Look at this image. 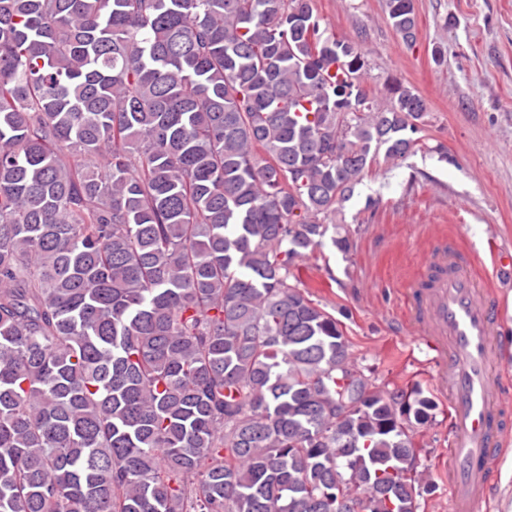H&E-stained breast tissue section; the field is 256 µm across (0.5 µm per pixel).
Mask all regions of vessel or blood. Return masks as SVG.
<instances>
[{
	"label": "vessel or blood",
	"instance_id": "b4317fda",
	"mask_svg": "<svg viewBox=\"0 0 512 512\" xmlns=\"http://www.w3.org/2000/svg\"><path fill=\"white\" fill-rule=\"evenodd\" d=\"M417 264L410 319L438 353L435 385L448 397V512H480L493 496L489 477L512 438L502 322L492 290L473 278L452 236L436 237Z\"/></svg>",
	"mask_w": 512,
	"mask_h": 512
}]
</instances>
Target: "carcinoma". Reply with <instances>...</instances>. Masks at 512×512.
I'll use <instances>...</instances> for the list:
<instances>
[{"mask_svg":"<svg viewBox=\"0 0 512 512\" xmlns=\"http://www.w3.org/2000/svg\"><path fill=\"white\" fill-rule=\"evenodd\" d=\"M365 70L315 0H0V512H417L432 401L291 272L426 146Z\"/></svg>","mask_w":512,"mask_h":512,"instance_id":"carcinoma-1","label":"carcinoma"}]
</instances>
